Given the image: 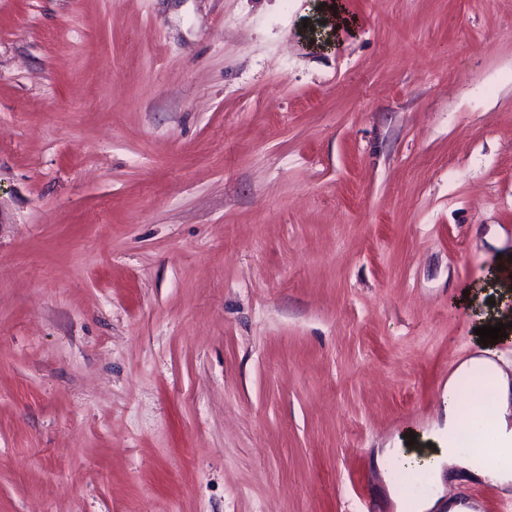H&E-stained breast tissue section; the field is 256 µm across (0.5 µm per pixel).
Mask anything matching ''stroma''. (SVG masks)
Masks as SVG:
<instances>
[{
	"instance_id": "obj_1",
	"label": "stroma",
	"mask_w": 512,
	"mask_h": 512,
	"mask_svg": "<svg viewBox=\"0 0 512 512\" xmlns=\"http://www.w3.org/2000/svg\"><path fill=\"white\" fill-rule=\"evenodd\" d=\"M331 2L0 0V512H396L512 314V0Z\"/></svg>"
}]
</instances>
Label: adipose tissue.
I'll use <instances>...</instances> for the list:
<instances>
[{"label": "adipose tissue", "mask_w": 512, "mask_h": 512, "mask_svg": "<svg viewBox=\"0 0 512 512\" xmlns=\"http://www.w3.org/2000/svg\"><path fill=\"white\" fill-rule=\"evenodd\" d=\"M485 347H477L474 356L463 362L459 370L476 372L480 385L493 394L490 415L464 412L456 382H449L444 408V425L434 431L428 448L386 447L377 449L375 463L385 468L388 460L397 459L401 465L422 471L427 477L423 491L402 493L393 491L398 512H436L443 507V467L451 465L474 478L487 479L502 488L512 487V367L488 358ZM494 433L501 442L500 466L490 467L481 455L466 446L464 434Z\"/></svg>", "instance_id": "obj_1"}]
</instances>
